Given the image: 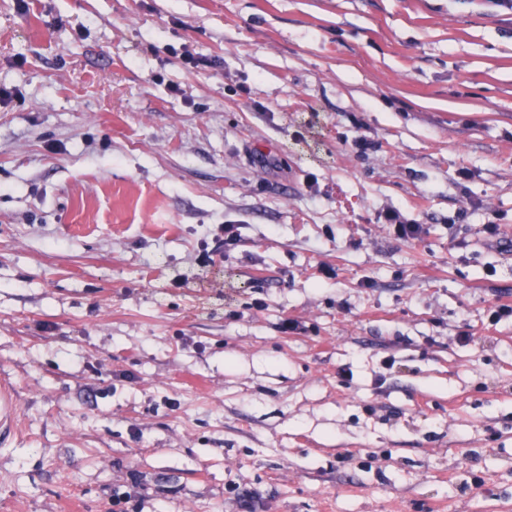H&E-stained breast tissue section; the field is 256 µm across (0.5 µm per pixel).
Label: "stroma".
Returning <instances> with one entry per match:
<instances>
[{
	"label": "stroma",
	"mask_w": 512,
	"mask_h": 512,
	"mask_svg": "<svg viewBox=\"0 0 512 512\" xmlns=\"http://www.w3.org/2000/svg\"><path fill=\"white\" fill-rule=\"evenodd\" d=\"M0 87V512H512V9L0 0ZM381 218L384 219V224H391L393 226L394 232L399 239L405 241L417 240L424 232L422 224H416L405 219L397 210H389ZM16 405L14 400V385L8 378L0 381V434L11 435L15 430L14 419Z\"/></svg>",
	"instance_id": "obj_1"
}]
</instances>
